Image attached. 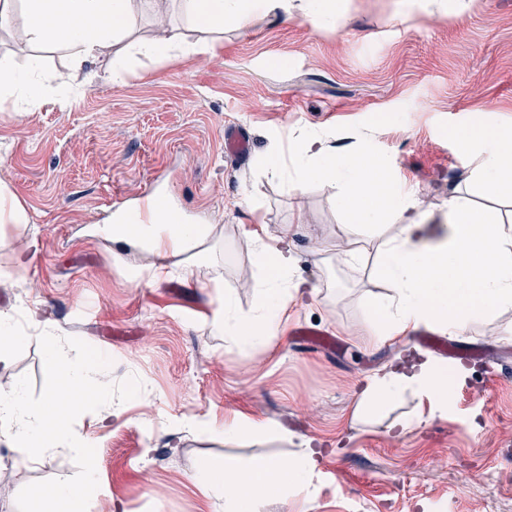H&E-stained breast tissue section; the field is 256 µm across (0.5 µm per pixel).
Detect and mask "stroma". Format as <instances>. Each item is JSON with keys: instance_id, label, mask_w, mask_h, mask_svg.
<instances>
[{"instance_id": "35a3bbf8", "label": "stroma", "mask_w": 512, "mask_h": 512, "mask_svg": "<svg viewBox=\"0 0 512 512\" xmlns=\"http://www.w3.org/2000/svg\"><path fill=\"white\" fill-rule=\"evenodd\" d=\"M454 3L464 17L434 0L400 19L396 0H347L344 20L324 29L296 13L258 11L207 32L180 0H154L129 20L134 47L106 45L78 72L68 52L29 42L22 12L0 29V55L16 66L41 54L43 89L37 104L0 107V182L28 217L0 223V311L24 338L0 362V388L26 375L42 392L44 330L110 358L99 380L142 384L115 414L75 422L96 448L88 512H224L223 494L205 495L197 476L259 456L289 461L305 439L319 452L315 494L273 492L258 512H512V375L502 372L512 366V307L454 335L469 376L446 416H431L412 393L362 412L368 379L424 349L409 332L369 344L364 302L383 287L337 265L319 242L345 221L339 187L294 192L258 162L280 137L316 134L340 155L367 142L434 213V234L456 186L473 204L512 215V202L468 181L476 159L448 135L476 121L512 126V0ZM166 31L216 50L142 52ZM114 67L122 83L109 79ZM234 126L252 141L243 161L224 153ZM148 190L172 201L179 223L209 227L180 269L163 274L155 253L102 230ZM286 227L308 290L270 345L240 349L218 325L224 300L253 310L251 238L272 241ZM298 324L330 332L338 348L299 347ZM236 421L268 432L234 435ZM76 471L69 452L28 466L0 442V512H18L25 485Z\"/></svg>"}]
</instances>
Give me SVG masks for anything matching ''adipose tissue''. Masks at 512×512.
<instances>
[{
  "instance_id": "obj_1",
  "label": "adipose tissue",
  "mask_w": 512,
  "mask_h": 512,
  "mask_svg": "<svg viewBox=\"0 0 512 512\" xmlns=\"http://www.w3.org/2000/svg\"><path fill=\"white\" fill-rule=\"evenodd\" d=\"M16 3L23 6L31 40L68 49L79 69L96 59L105 43L123 34L132 0H0V26L9 21ZM183 6L208 30L223 28L230 18L248 20L257 10L285 13L294 8L318 28L335 24L343 10L342 0H183ZM40 68L37 55L23 69L1 56L0 91L37 98L40 88L33 76ZM452 135L478 159L470 181L512 198V128L470 124ZM262 162L294 190L314 182L341 186L337 203L347 222L341 238L325 242L324 250L342 266L371 267L387 286L386 295L365 301L375 325L369 344L429 323L462 332L512 307V217L500 219L471 206L455 188L445 204L447 230L432 239L420 202L396 188L371 147L339 155L313 136L295 146L291 157L275 149L265 152ZM114 230L127 244L148 246L165 257L180 255L208 234L204 224H118ZM370 230L378 238L372 251L365 245ZM253 257L259 274L254 309L242 315L232 301L224 303V333L242 348L269 343L289 303L306 286L294 273L287 236L272 243L254 239ZM467 375L464 367L451 369L424 358L373 377L359 406L384 409L411 392L428 402L431 414L442 416L455 386ZM316 468V452L306 447L290 466L258 457L247 468L228 466L218 475L201 477L199 483L207 491L232 489L226 512H256L259 500L272 491L312 493Z\"/></svg>"
}]
</instances>
